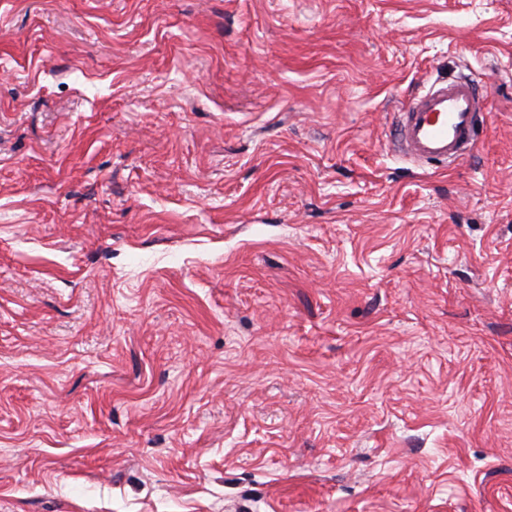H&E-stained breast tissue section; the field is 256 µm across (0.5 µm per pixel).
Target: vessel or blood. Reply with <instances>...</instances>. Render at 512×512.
Segmentation results:
<instances>
[{
  "label": "vessel or blood",
  "mask_w": 512,
  "mask_h": 512,
  "mask_svg": "<svg viewBox=\"0 0 512 512\" xmlns=\"http://www.w3.org/2000/svg\"><path fill=\"white\" fill-rule=\"evenodd\" d=\"M484 107V97L473 79L435 82L402 104L393 145L405 159L420 166L432 161L453 163L474 150Z\"/></svg>",
  "instance_id": "vessel-or-blood-1"
}]
</instances>
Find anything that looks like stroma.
Listing matches in <instances>:
<instances>
[{
	"label": "stroma",
	"instance_id": "35a3bbf8",
	"mask_svg": "<svg viewBox=\"0 0 512 512\" xmlns=\"http://www.w3.org/2000/svg\"><path fill=\"white\" fill-rule=\"evenodd\" d=\"M0 512H512V0H0ZM484 101L471 78L434 82L402 104L393 146L419 166L431 161L453 163L474 150Z\"/></svg>",
	"mask_w": 512,
	"mask_h": 512
}]
</instances>
